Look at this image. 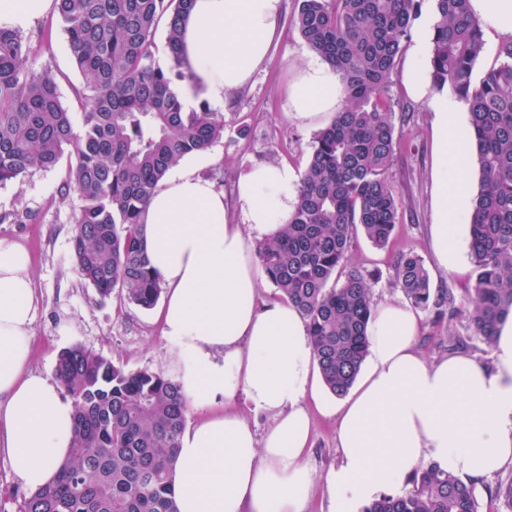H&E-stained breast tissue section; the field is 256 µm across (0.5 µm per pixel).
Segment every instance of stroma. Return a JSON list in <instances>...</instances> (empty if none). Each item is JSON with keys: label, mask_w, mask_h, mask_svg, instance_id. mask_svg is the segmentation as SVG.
I'll return each instance as SVG.
<instances>
[{"label": "stroma", "mask_w": 512, "mask_h": 512, "mask_svg": "<svg viewBox=\"0 0 512 512\" xmlns=\"http://www.w3.org/2000/svg\"><path fill=\"white\" fill-rule=\"evenodd\" d=\"M294 10L295 0H284L269 60L246 89L228 97L221 106L223 139L191 158L197 173L223 187L225 197H232L239 175L251 165L273 159L299 172L307 166L318 127L299 121L284 107L296 67L313 57L290 23ZM46 20L52 25L50 41L42 40L36 26L26 30L25 36L33 49L35 66L55 73L61 100L69 105L74 101V88L80 84V73L57 15L48 14ZM431 33L432 15L426 10L413 24L389 88L395 104V132L401 142L391 168L401 202L400 222L386 248L375 247L361 235L351 246L356 266L377 278L374 302L378 305L402 297L394 283V258L402 252L421 257L432 291L452 290L458 303H465L466 290L475 281L470 258H463L459 270L446 273L439 268L432 248L437 188L434 105L439 99L451 98L452 93L436 90L431 84ZM412 65L418 68L424 95H415L406 80ZM66 172L67 165L62 162L35 172L23 182L0 186V239L19 244L29 253L38 299L30 327V370L54 378L58 352L80 345L124 364L130 371L147 368L169 372L172 347L164 336L158 309H141L116 293L101 297L74 265L72 239L79 201L74 196L66 200L60 197ZM23 211L27 220L13 221V214ZM418 318L416 346L427 361L456 350L491 364L490 348L474 338L465 316H458L451 324V333L458 339L452 348L440 340L441 328L433 323L431 313L419 312ZM311 416L313 441L306 462L314 483L308 512H327V475L339 457L336 419L316 410Z\"/></svg>", "instance_id": "1"}]
</instances>
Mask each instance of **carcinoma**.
Instances as JSON below:
<instances>
[{
	"instance_id": "cac0c4a2",
	"label": "carcinoma",
	"mask_w": 512,
	"mask_h": 512,
	"mask_svg": "<svg viewBox=\"0 0 512 512\" xmlns=\"http://www.w3.org/2000/svg\"><path fill=\"white\" fill-rule=\"evenodd\" d=\"M434 18L430 78L470 115L468 152L479 188L467 227L476 279L465 315L491 346L512 316V40L479 81L481 21L469 0H298L292 24L336 70L342 110L313 138L289 222L256 245L266 277L304 319L327 389L344 396L369 352L375 276L354 266L353 236L386 247L399 223L391 166L400 142L388 97L392 73L424 2ZM192 0H57L82 78L77 111L58 94L56 75L37 69L18 30L0 28V185L74 159L60 190L80 205L72 259L103 297L118 291L150 309L161 288L144 247L140 216L158 183L184 157L224 138V117L188 109L193 75L179 60V21ZM166 19L171 65L151 47ZM395 282L410 305L436 322L459 313L451 292L431 293L423 261L403 253ZM56 376L74 404V445L56 482L25 495L20 512H178L169 478L188 402L171 377L129 371L80 345L61 350ZM489 512H512V479L489 491ZM361 512H481L472 484L435 464L401 493L380 494Z\"/></svg>"
}]
</instances>
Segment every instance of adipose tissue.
I'll return each instance as SVG.
<instances>
[{
    "label": "adipose tissue",
    "mask_w": 512,
    "mask_h": 512,
    "mask_svg": "<svg viewBox=\"0 0 512 512\" xmlns=\"http://www.w3.org/2000/svg\"><path fill=\"white\" fill-rule=\"evenodd\" d=\"M55 8L56 0H0V27L26 30ZM281 10L282 0H194L180 54L194 91L220 104L243 89L268 60ZM342 100L340 76L312 61L296 73L285 105L315 122L336 114ZM457 109L451 100L436 105L432 242L446 272L461 261L459 225L470 215ZM299 181L282 163L247 168L236 188L242 224L270 234L287 223ZM141 221L166 289L162 317L176 348L175 378L207 412L180 437L172 481L178 512H306L309 397L337 418L328 512H358L377 494L406 487L426 461L476 484L512 469V319L494 340L491 365L462 353L429 362L416 347L412 307L385 302L369 324L367 368L351 393L333 401L315 393L313 345L299 312L287 302L259 305L260 274L242 224L226 219L223 190L181 167L159 182ZM36 303L26 250L0 241V453L30 491L53 482L67 461L74 410L60 384L29 369ZM240 392L272 414L264 437L238 413H211L218 398Z\"/></svg>",
    "instance_id": "1"
}]
</instances>
